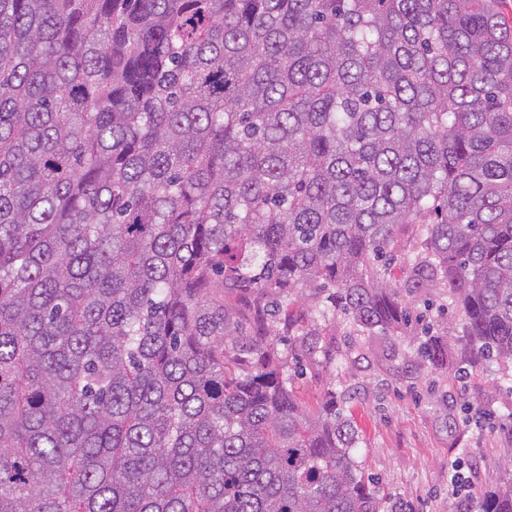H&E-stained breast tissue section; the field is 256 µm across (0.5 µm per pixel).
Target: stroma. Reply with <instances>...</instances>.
<instances>
[{
	"label": "stroma",
	"mask_w": 512,
	"mask_h": 512,
	"mask_svg": "<svg viewBox=\"0 0 512 512\" xmlns=\"http://www.w3.org/2000/svg\"><path fill=\"white\" fill-rule=\"evenodd\" d=\"M412 335L459 333L462 319L447 295L431 287L410 294ZM408 341L359 336L349 359L308 358L294 347L288 373L299 402L317 409L328 389L351 390L350 410L362 439L355 455L375 477L381 512H448L452 463L471 490L498 485L497 461L512 455V426L481 425L478 411L504 412L512 390L497 365L474 370L466 380L410 359Z\"/></svg>",
	"instance_id": "obj_1"
}]
</instances>
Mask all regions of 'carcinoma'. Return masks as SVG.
Listing matches in <instances>:
<instances>
[{"label": "carcinoma", "mask_w": 512, "mask_h": 512, "mask_svg": "<svg viewBox=\"0 0 512 512\" xmlns=\"http://www.w3.org/2000/svg\"><path fill=\"white\" fill-rule=\"evenodd\" d=\"M399 262L463 319L416 354L512 382L497 0H0V512H381L221 292L401 338ZM254 296L253 293L243 294L239 291L224 289V309L233 317L238 336H249L251 321L248 312Z\"/></svg>", "instance_id": "cac0c4a2"}]
</instances>
